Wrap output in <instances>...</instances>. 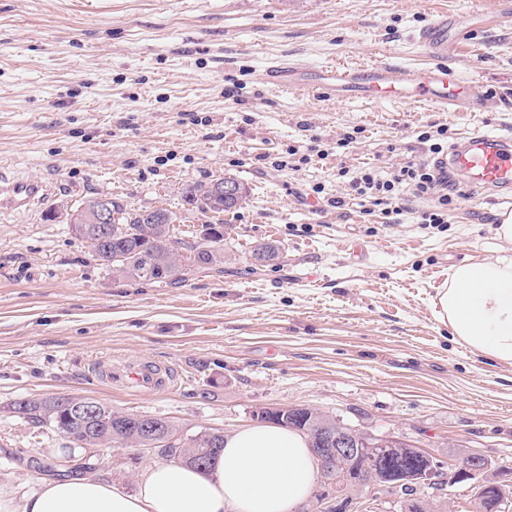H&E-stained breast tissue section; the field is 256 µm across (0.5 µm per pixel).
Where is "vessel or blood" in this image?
Masks as SVG:
<instances>
[{"label": "vessel or blood", "mask_w": 512, "mask_h": 512, "mask_svg": "<svg viewBox=\"0 0 512 512\" xmlns=\"http://www.w3.org/2000/svg\"><path fill=\"white\" fill-rule=\"evenodd\" d=\"M459 40L455 17L437 13L417 33L419 45L431 59L426 66L406 69L378 64L352 70L325 64L307 71L288 61H274L267 66L265 79L279 87H309L329 98L418 100L443 110L477 112L481 109V93L448 62V51ZM438 162L460 176L472 190L512 195V134L498 136L474 130L454 141ZM46 196V187L40 180L0 170V215L30 212L42 205ZM104 379L138 389H155L166 381L162 368L149 363L105 369Z\"/></svg>", "instance_id": "vessel-or-blood-1"}]
</instances>
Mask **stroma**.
Wrapping results in <instances>:
<instances>
[{
  "mask_svg": "<svg viewBox=\"0 0 512 512\" xmlns=\"http://www.w3.org/2000/svg\"><path fill=\"white\" fill-rule=\"evenodd\" d=\"M454 14L473 34L450 60L482 81L480 112L330 100L267 85L274 58L303 68L424 64L418 30ZM512 0H0V166L41 180L35 211L0 219V483L26 488L71 442L11 404L83 396L157 416L183 435L230 433L262 407L306 406L447 456L463 445L512 467V363L438 322L461 263L500 253L502 194L462 195L444 224L408 188L396 223L336 209L347 172L381 176L430 159L419 136L512 133ZM348 147H337L345 134ZM315 148L309 163L289 148ZM244 183L224 213L221 270L179 285L113 277L69 230L67 210L109 196L166 208L200 238L194 183ZM278 260L250 273L262 243ZM154 362L166 389L96 379L90 366ZM101 451L99 472L134 488L156 463Z\"/></svg>",
  "mask_w": 512,
  "mask_h": 512,
  "instance_id": "stroma-1",
  "label": "stroma"
}]
</instances>
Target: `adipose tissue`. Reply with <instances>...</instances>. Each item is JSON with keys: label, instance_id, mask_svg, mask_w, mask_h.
I'll return each instance as SVG.
<instances>
[{"label": "adipose tissue", "instance_id": "1", "mask_svg": "<svg viewBox=\"0 0 512 512\" xmlns=\"http://www.w3.org/2000/svg\"><path fill=\"white\" fill-rule=\"evenodd\" d=\"M494 260L454 267L436 317L476 351L512 362V212L494 229ZM318 479L305 437L277 425L242 427L206 470L172 460L145 467L135 491L96 473L37 479L24 491L0 486V512H293Z\"/></svg>", "mask_w": 512, "mask_h": 512}]
</instances>
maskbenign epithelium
I'll return each mask as SVG.
<instances>
[{"label": "benign epithelium", "instance_id": "7a95c632", "mask_svg": "<svg viewBox=\"0 0 512 512\" xmlns=\"http://www.w3.org/2000/svg\"><path fill=\"white\" fill-rule=\"evenodd\" d=\"M213 198L235 199L239 185L223 179L216 180L203 189ZM92 223L97 225L100 240L111 233V208L106 198L95 200L90 209ZM307 433L316 439L313 454L320 468V480L311 499L312 512H389L398 503L383 494L386 480L384 465L396 451L399 438L383 436L377 443L369 444L360 429L353 426L335 430L320 425H307ZM428 463L418 470L398 469L392 480L398 485L421 484L426 495L417 497L410 504V512H436L438 500L448 488L461 486L467 489L474 501L492 503V512H512V470L495 465L485 454L468 448L463 453H453L446 459L416 449ZM362 461L361 469L354 471L357 492L343 494L336 481L329 477L334 467L347 461Z\"/></svg>", "mask_w": 512, "mask_h": 512}]
</instances>
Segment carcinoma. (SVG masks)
<instances>
[{
	"mask_svg": "<svg viewBox=\"0 0 512 512\" xmlns=\"http://www.w3.org/2000/svg\"><path fill=\"white\" fill-rule=\"evenodd\" d=\"M204 185L186 188L187 203L204 214L218 218L236 208L244 200L247 188H242L240 197L231 203L213 199L201 193ZM112 208V240L107 245L96 242L94 224H87L88 233L78 240L88 243L94 256L112 267V274L145 282L181 284L200 268L210 269L223 262L222 242L224 232L211 235L208 245H197L177 237L175 224L177 215L170 212V221L157 224L148 210H129L116 200L110 201ZM279 256V247L264 243L252 251V258L259 262H270ZM83 400L78 396H55L25 399L12 406L13 413L36 429L51 428L71 439L81 448L129 447L140 432L130 414L116 411L104 403L93 400L102 408L91 422L87 423L71 413L69 405ZM186 457L183 461L196 467H204L217 458L224 448V433L203 430L184 442Z\"/></svg>",
	"mask_w": 512,
	"mask_h": 512,
	"instance_id": "cac0c4a2",
	"label": "carcinoma"
}]
</instances>
